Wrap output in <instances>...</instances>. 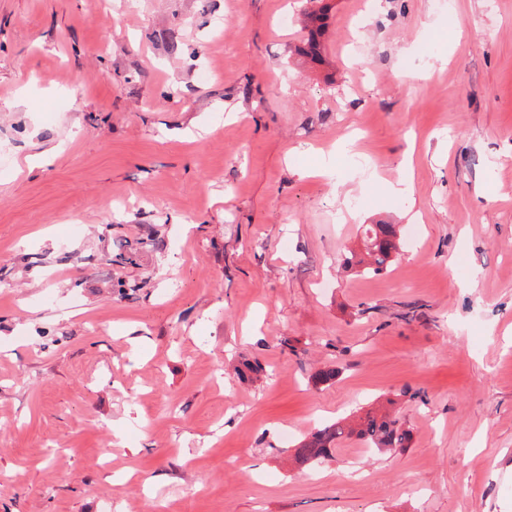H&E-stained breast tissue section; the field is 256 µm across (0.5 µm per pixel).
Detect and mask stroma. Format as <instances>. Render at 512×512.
<instances>
[{"instance_id":"1","label":"stroma","mask_w":512,"mask_h":512,"mask_svg":"<svg viewBox=\"0 0 512 512\" xmlns=\"http://www.w3.org/2000/svg\"><path fill=\"white\" fill-rule=\"evenodd\" d=\"M323 2L0 0V512H512V0ZM303 29L305 35L303 38V46H299L298 50L303 54L310 56L311 59H319L324 50L322 37L325 32V13L323 10H304ZM365 234V254L355 263L367 272L380 274L391 265L392 254L398 249L399 229L395 224H372ZM346 436H355L367 445L380 450L394 451L406 448L410 432L399 426L394 419L366 412L360 417L356 426L336 422L317 431L299 445L296 454L303 461L321 463L331 459L337 441Z\"/></svg>"}]
</instances>
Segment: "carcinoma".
I'll return each mask as SVG.
<instances>
[{
    "label": "carcinoma",
    "mask_w": 512,
    "mask_h": 512,
    "mask_svg": "<svg viewBox=\"0 0 512 512\" xmlns=\"http://www.w3.org/2000/svg\"><path fill=\"white\" fill-rule=\"evenodd\" d=\"M325 13L318 9L304 11L305 35L303 45L298 50L303 54L318 59L324 50L322 37L325 32ZM399 229L395 224H372L366 229V251L356 263L364 270L380 274L387 270L392 262V254L398 249ZM263 372L262 365L257 361L245 360L237 369V378L250 381ZM354 436L369 446L380 450L394 451L406 447L410 432L398 425L397 421L385 415L367 412L354 425L341 422L324 427L303 441L296 454L309 463H320L332 457L336 443L343 437Z\"/></svg>",
    "instance_id": "obj_1"
}]
</instances>
